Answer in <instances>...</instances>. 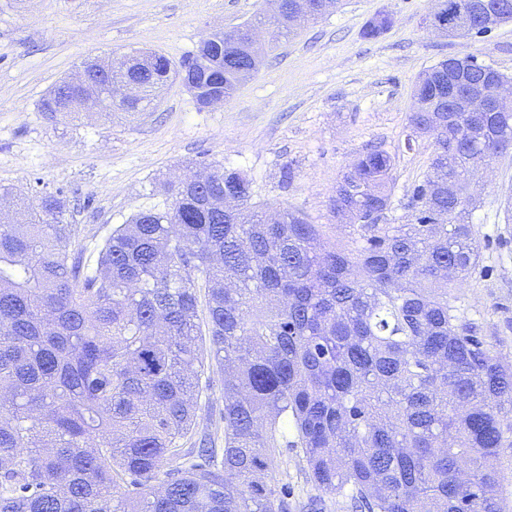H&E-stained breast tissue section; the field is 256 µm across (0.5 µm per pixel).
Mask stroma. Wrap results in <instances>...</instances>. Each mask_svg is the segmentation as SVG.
I'll return each instance as SVG.
<instances>
[{"label":"stroma","mask_w":512,"mask_h":512,"mask_svg":"<svg viewBox=\"0 0 512 512\" xmlns=\"http://www.w3.org/2000/svg\"><path fill=\"white\" fill-rule=\"evenodd\" d=\"M433 0H338L317 22L265 51L254 75L230 100L198 108L180 81L156 108L105 119L56 115L42 99L83 63L154 51L173 60L194 53L215 30L230 31L271 12V0H0V185L36 199L61 191L73 245L88 260L133 213L163 207L160 181L194 165L241 170L254 199L270 210L333 224L329 199L342 174L371 143L394 158L393 215L405 191L423 179L430 139L406 145L418 77L440 61L472 54L512 77V21L481 36H441L425 26ZM389 13L390 28L365 38L366 22ZM297 167L289 190L278 186L285 163ZM482 241L479 262L449 297L477 336L512 365V149L491 157L470 187ZM276 487L291 512L315 494L294 452L275 461Z\"/></svg>","instance_id":"35a3bbf8"}]
</instances>
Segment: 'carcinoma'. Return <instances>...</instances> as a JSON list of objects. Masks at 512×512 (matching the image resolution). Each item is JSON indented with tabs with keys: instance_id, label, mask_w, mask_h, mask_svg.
Wrapping results in <instances>:
<instances>
[{
	"instance_id": "1",
	"label": "carcinoma",
	"mask_w": 512,
	"mask_h": 512,
	"mask_svg": "<svg viewBox=\"0 0 512 512\" xmlns=\"http://www.w3.org/2000/svg\"><path fill=\"white\" fill-rule=\"evenodd\" d=\"M463 33L481 0H443ZM275 37L337 0H285ZM258 16L213 33L175 63L158 54L83 63L85 89L59 83L40 110L80 112L128 77L139 112L172 76L228 100L245 79ZM391 25L371 18L366 38ZM508 76L472 54L423 73L409 115L433 140L406 190L413 222L389 223L393 156L372 146L329 199L347 239L253 202L224 166L165 182L169 204L112 231L85 270L62 194L12 201L0 224V512H288L271 467L295 452L324 512L350 493L363 512H501L500 449L512 448V368L461 320L448 284L479 261L470 177L512 147V112H450L455 82L491 90ZM224 372V448L196 427Z\"/></svg>"
}]
</instances>
